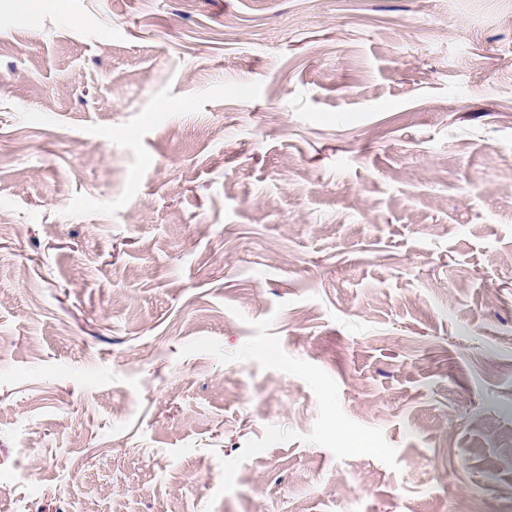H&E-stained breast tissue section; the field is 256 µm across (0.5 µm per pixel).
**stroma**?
I'll use <instances>...</instances> for the list:
<instances>
[{
	"label": "stroma",
	"instance_id": "obj_1",
	"mask_svg": "<svg viewBox=\"0 0 512 512\" xmlns=\"http://www.w3.org/2000/svg\"><path fill=\"white\" fill-rule=\"evenodd\" d=\"M463 507L512 512V10L0 0V512Z\"/></svg>",
	"mask_w": 512,
	"mask_h": 512
}]
</instances>
